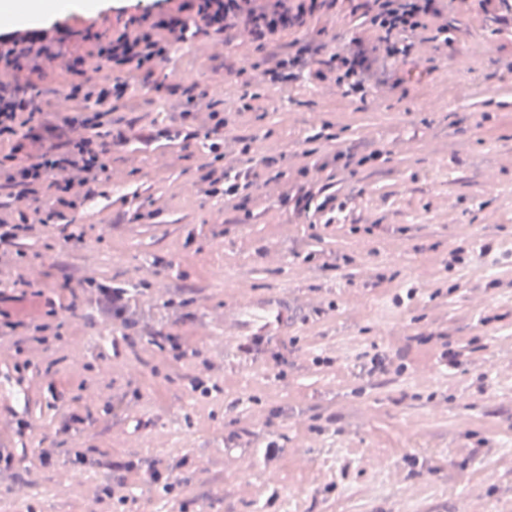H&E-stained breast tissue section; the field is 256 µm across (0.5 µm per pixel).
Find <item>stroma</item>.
I'll return each mask as SVG.
<instances>
[{
  "instance_id": "stroma-1",
  "label": "stroma",
  "mask_w": 512,
  "mask_h": 512,
  "mask_svg": "<svg viewBox=\"0 0 512 512\" xmlns=\"http://www.w3.org/2000/svg\"><path fill=\"white\" fill-rule=\"evenodd\" d=\"M177 3L99 0L57 22L87 55L122 13ZM441 7L448 31L429 22L432 61L378 60L364 97L302 77L258 86L244 109L236 72L267 52L231 40L175 52L164 88L151 81L135 107L113 103V119L177 132L186 98L168 84L220 81L216 109L233 132L221 151L232 164L250 145L257 188L242 210L204 194L214 153L199 112V137L177 150L114 153L99 195L0 267V310L45 326L39 342L29 329L0 335V448L13 452L0 512H512V27L500 0L463 16L453 0ZM335 12L285 33L280 49L359 35L346 0ZM371 147L384 151L376 164L334 161ZM306 166L340 204L335 217L283 204ZM72 232L81 246H65ZM69 277L128 288L131 328L101 323L88 299L50 313ZM274 291L298 308L287 334L246 352V336L226 340L225 307ZM157 331L188 356L158 348ZM447 349L457 366L440 361ZM377 352L388 368L368 373ZM50 448L54 461L39 465ZM150 459L178 464V496L133 472L126 503L105 498L120 464Z\"/></svg>"
}]
</instances>
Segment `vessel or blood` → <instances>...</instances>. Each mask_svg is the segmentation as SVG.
<instances>
[{
    "label": "vessel or blood",
    "instance_id": "vessel-or-blood-1",
    "mask_svg": "<svg viewBox=\"0 0 512 512\" xmlns=\"http://www.w3.org/2000/svg\"><path fill=\"white\" fill-rule=\"evenodd\" d=\"M295 315L287 296L259 295L238 300L224 316V333L234 336L248 330L253 336H277L287 332Z\"/></svg>",
    "mask_w": 512,
    "mask_h": 512
}]
</instances>
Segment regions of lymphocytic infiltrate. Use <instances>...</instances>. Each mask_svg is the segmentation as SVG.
I'll return each mask as SVG.
<instances>
[{
    "instance_id": "lymphocytic-infiltrate-1",
    "label": "lymphocytic infiltrate",
    "mask_w": 512,
    "mask_h": 512,
    "mask_svg": "<svg viewBox=\"0 0 512 512\" xmlns=\"http://www.w3.org/2000/svg\"><path fill=\"white\" fill-rule=\"evenodd\" d=\"M337 2L267 0L260 6L256 0H186L183 10L161 11L147 21L129 17L127 29L100 41L91 59L65 48L56 24L1 33L0 70L26 69L42 77L63 73L68 80L52 89L53 102L47 107L20 85L0 82V196L8 199L15 214L13 221L0 219V262L19 260L17 240L47 230L63 210L91 198L110 170L113 152L131 144L148 147L158 140L162 131L155 124L113 120L109 107L112 101L130 97L137 83L148 82L169 60L174 45L196 33L264 47ZM347 2L351 17L372 31L375 42L352 38L345 49L330 55V71L316 73L318 80H332L346 95L365 92L375 56H413L419 32L442 16L436 0ZM316 53L306 44L295 55L271 57L246 82H285ZM93 59L108 71L95 82L87 76ZM204 168L208 194L249 198L254 186L251 166L227 171L208 161Z\"/></svg>"
}]
</instances>
